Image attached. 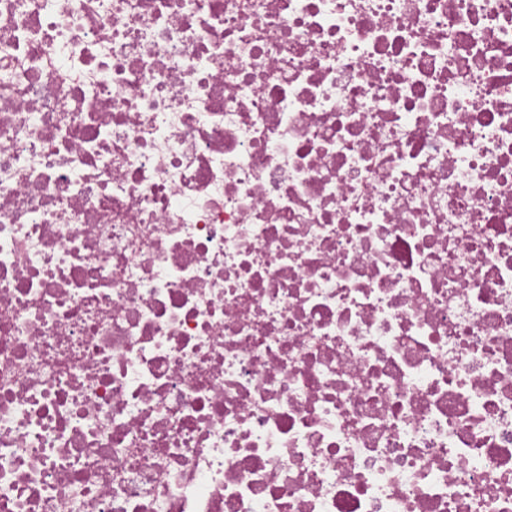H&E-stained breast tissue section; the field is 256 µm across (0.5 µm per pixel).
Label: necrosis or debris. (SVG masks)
<instances>
[{
    "mask_svg": "<svg viewBox=\"0 0 512 512\" xmlns=\"http://www.w3.org/2000/svg\"><path fill=\"white\" fill-rule=\"evenodd\" d=\"M0 512H512V0H0Z\"/></svg>",
    "mask_w": 512,
    "mask_h": 512,
    "instance_id": "obj_1",
    "label": "necrosis or debris"
}]
</instances>
